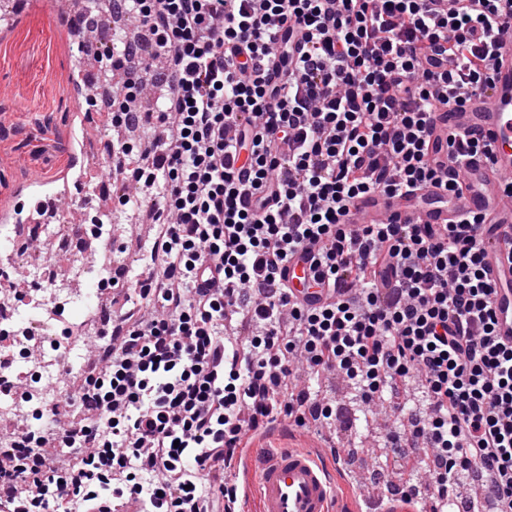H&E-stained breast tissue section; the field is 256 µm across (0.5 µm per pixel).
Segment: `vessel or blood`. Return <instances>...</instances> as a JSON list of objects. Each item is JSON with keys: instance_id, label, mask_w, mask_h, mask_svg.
I'll list each match as a JSON object with an SVG mask.
<instances>
[{"instance_id": "1", "label": "vessel or blood", "mask_w": 512, "mask_h": 512, "mask_svg": "<svg viewBox=\"0 0 512 512\" xmlns=\"http://www.w3.org/2000/svg\"><path fill=\"white\" fill-rule=\"evenodd\" d=\"M492 84L488 92L473 96L466 106L452 115L437 114L433 136L446 140L449 135L466 132L489 140L494 145L492 157L468 159L461 171L464 191L452 204L439 203V190H432L425 200L393 201L374 194L357 200L346 218L350 224H447L459 211L482 212L487 223L496 225L495 239L486 250L489 278L497 285L495 334L500 341L512 343V256L508 255L502 239L512 231V195L504 183L512 180V33L502 36L494 49L491 65ZM82 140L79 154L83 165L94 164V125L87 115H80ZM26 201L13 213L0 215V221L29 224L35 213L49 202L60 203L64 194L53 179L34 176L21 191ZM309 273V263L293 258L286 271L288 283L299 301L319 303L302 286ZM256 471L259 482L258 512H333L336 485L312 448L280 447L258 461L247 464Z\"/></svg>"}]
</instances>
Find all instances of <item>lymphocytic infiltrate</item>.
<instances>
[{
  "instance_id": "lymphocytic-infiltrate-1",
  "label": "lymphocytic infiltrate",
  "mask_w": 512,
  "mask_h": 512,
  "mask_svg": "<svg viewBox=\"0 0 512 512\" xmlns=\"http://www.w3.org/2000/svg\"><path fill=\"white\" fill-rule=\"evenodd\" d=\"M155 63L112 47V125L137 207L157 226V270L134 285L112 347L84 379L106 422L58 420L56 460L7 450L0 512H238L241 464L279 417L331 425L311 379L335 373L362 406L390 403L395 452L428 457L434 512L469 478L470 512H512V344L495 334L481 212L450 224H348L362 196L458 180L429 159L440 111L490 84L500 0H122ZM153 86L155 117L132 104ZM317 255L305 307L283 275Z\"/></svg>"
}]
</instances>
